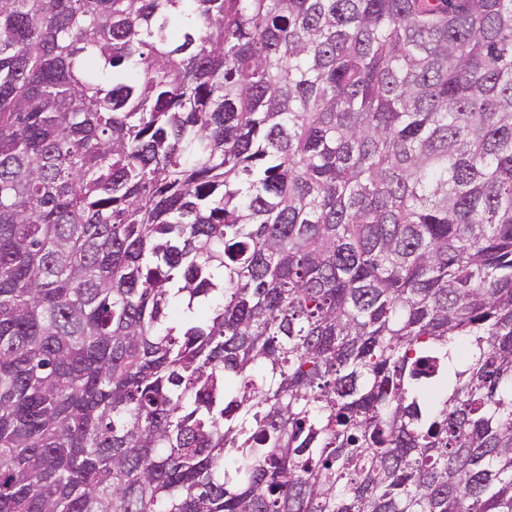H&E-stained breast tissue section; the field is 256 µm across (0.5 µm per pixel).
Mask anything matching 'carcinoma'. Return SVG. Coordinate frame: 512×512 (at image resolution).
<instances>
[{
  "label": "carcinoma",
  "instance_id": "obj_1",
  "mask_svg": "<svg viewBox=\"0 0 512 512\" xmlns=\"http://www.w3.org/2000/svg\"><path fill=\"white\" fill-rule=\"evenodd\" d=\"M0 512H512V0H0Z\"/></svg>",
  "mask_w": 512,
  "mask_h": 512
}]
</instances>
